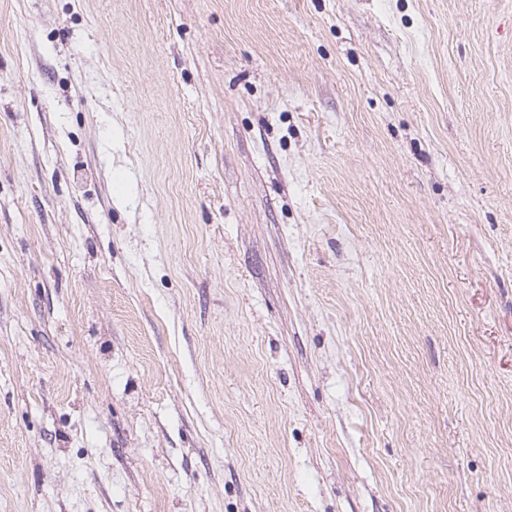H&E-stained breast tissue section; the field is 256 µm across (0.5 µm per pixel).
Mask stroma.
I'll use <instances>...</instances> for the list:
<instances>
[{
    "label": "stroma",
    "mask_w": 512,
    "mask_h": 512,
    "mask_svg": "<svg viewBox=\"0 0 512 512\" xmlns=\"http://www.w3.org/2000/svg\"><path fill=\"white\" fill-rule=\"evenodd\" d=\"M0 512H512V0H0Z\"/></svg>",
    "instance_id": "1"
}]
</instances>
